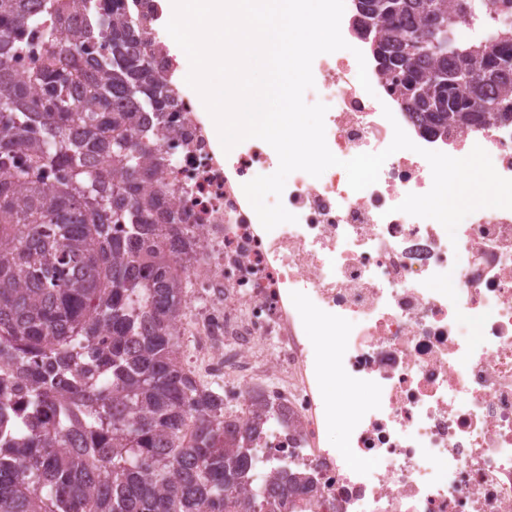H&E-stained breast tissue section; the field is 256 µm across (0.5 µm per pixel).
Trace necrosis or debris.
Listing matches in <instances>:
<instances>
[{"label":"necrosis or debris","instance_id":"4bbe7bcc","mask_svg":"<svg viewBox=\"0 0 512 512\" xmlns=\"http://www.w3.org/2000/svg\"><path fill=\"white\" fill-rule=\"evenodd\" d=\"M312 73L337 158L384 150L398 127L418 149L357 192L337 166L293 172L281 201L298 221L268 231L242 185L277 170L275 150L250 139L222 152L200 101L181 93L154 145L180 187L166 206L199 242L186 269L199 363L219 381L236 369L227 421L266 405L257 447L314 477L288 512H512V210H477L451 236L397 209L432 186L425 149L481 146L512 179V123L430 138L376 65L366 88L351 53L317 56ZM258 366L271 381L255 382ZM337 388L372 399L336 409ZM335 420L340 448L326 439Z\"/></svg>","mask_w":512,"mask_h":512}]
</instances>
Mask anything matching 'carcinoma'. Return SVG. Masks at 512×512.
<instances>
[{
	"mask_svg": "<svg viewBox=\"0 0 512 512\" xmlns=\"http://www.w3.org/2000/svg\"><path fill=\"white\" fill-rule=\"evenodd\" d=\"M492 0H356L361 36L432 136L511 123L512 29ZM137 0H0V512H282L312 481L248 486L262 413L224 431V395L182 360L198 242L156 223L152 139L179 105ZM432 39L410 50L424 30ZM47 43L24 77L31 39ZM504 18H512L511 0H494L490 3L486 15L477 21H469L462 24V28L476 40L484 37L487 27H497Z\"/></svg>",
	"mask_w": 512,
	"mask_h": 512,
	"instance_id": "cac0c4a2",
	"label": "carcinoma"
}]
</instances>
